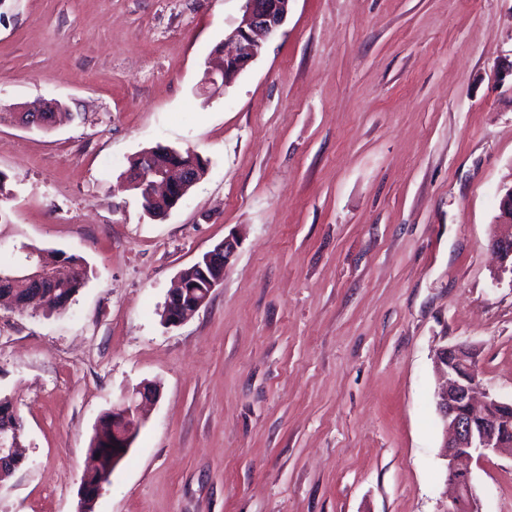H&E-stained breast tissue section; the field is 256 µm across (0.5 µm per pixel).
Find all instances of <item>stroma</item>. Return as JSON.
<instances>
[{
    "label": "stroma",
    "mask_w": 512,
    "mask_h": 512,
    "mask_svg": "<svg viewBox=\"0 0 512 512\" xmlns=\"http://www.w3.org/2000/svg\"><path fill=\"white\" fill-rule=\"evenodd\" d=\"M242 0H8L0 265L81 256L62 313L0 305V396L24 460L0 512H77L102 414L160 397L93 512H447L434 354L472 343L512 399V285L492 251L512 184V0H292L224 89H201ZM193 148L205 176L165 218L130 159ZM240 244L206 307L160 314L178 274ZM512 512V456L471 464Z\"/></svg>",
    "instance_id": "35a3bbf8"
}]
</instances>
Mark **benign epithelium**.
<instances>
[{
	"label": "benign epithelium",
	"mask_w": 512,
	"mask_h": 512,
	"mask_svg": "<svg viewBox=\"0 0 512 512\" xmlns=\"http://www.w3.org/2000/svg\"><path fill=\"white\" fill-rule=\"evenodd\" d=\"M291 0H244L239 24L228 34L225 42L232 50L221 62L205 70L204 84L215 88L226 87L260 55L266 42L285 22ZM201 179L198 165L170 163L155 171L151 181L138 176V171L126 173L128 187L138 193L144 210L153 215L152 204L167 201L166 212H171L184 199L188 190ZM498 223L508 231L492 241V247L503 262H512V186L503 194ZM236 241L226 239L205 253L194 264L196 276L182 273L178 284L165 302L164 321L178 326L192 318L210 298L211 292L224 276V269L233 257ZM15 278L32 282L45 279L40 261L34 254L26 255ZM437 374L444 386L436 394V406L445 427L443 457L446 460V483L453 492L452 507L448 512H482L471 471L466 461L473 454L512 453V401L506 402L484 387L479 370L477 350L469 344L443 346L436 352ZM158 396L151 383L140 385L131 393L112 403V433L114 447H128L124 424L136 423L142 407ZM20 427L19 418L0 423V470H15L23 461L21 449L14 443Z\"/></svg>",
	"instance_id": "1"
}]
</instances>
